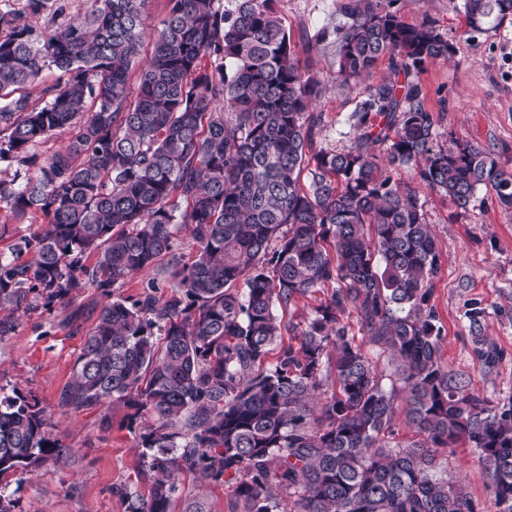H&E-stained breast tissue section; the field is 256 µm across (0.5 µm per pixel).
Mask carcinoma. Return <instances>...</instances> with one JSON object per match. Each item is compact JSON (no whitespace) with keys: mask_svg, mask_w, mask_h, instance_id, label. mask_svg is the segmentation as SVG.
<instances>
[{"mask_svg":"<svg viewBox=\"0 0 512 512\" xmlns=\"http://www.w3.org/2000/svg\"><path fill=\"white\" fill-rule=\"evenodd\" d=\"M23 2L0 8V160L34 173L18 188L0 180V203L48 222L0 260V306L34 293L51 308L89 284L122 283L170 253L176 224L196 247L192 263H172L164 298L102 308L59 398L72 410L117 399L150 414L137 438L152 483L146 498L123 493L126 512H172L178 474L234 484L232 512H482L438 474L437 449L460 441L480 453L490 512H512V404L492 405L443 364L430 305L440 254L416 188L396 176L412 168L463 210L481 186L512 209V172L472 143L439 144L409 80L453 52L436 26L404 22L400 0H340L343 22L323 31L339 77L355 82L385 56L394 77L366 88L346 148L312 154L319 83L273 0H169L133 102L148 0H91L73 22L69 0ZM463 9L476 30L512 16V0ZM23 13L50 25L22 24ZM48 68L59 76L44 105L17 94ZM64 127L75 130L65 149L42 162L29 153ZM33 245L31 266L20 255ZM324 288L325 302L282 324L277 308ZM347 311L396 363L391 388L341 321ZM484 315L474 303L466 318L491 366L499 354L483 349ZM285 332L300 344L271 364ZM401 393L417 436L405 444L390 440ZM48 427L37 400L0 396V479L66 457Z\"/></svg>","mask_w":512,"mask_h":512,"instance_id":"1","label":"carcinoma"}]
</instances>
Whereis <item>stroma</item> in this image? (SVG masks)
<instances>
[{"label": "stroma", "instance_id": "obj_1", "mask_svg": "<svg viewBox=\"0 0 512 512\" xmlns=\"http://www.w3.org/2000/svg\"><path fill=\"white\" fill-rule=\"evenodd\" d=\"M291 47L303 69L321 84L314 107L324 128L314 149H341L352 135L350 115L365 88L390 73L383 58L357 84H342L336 73V46L318 41L321 29L338 21V0H275ZM403 20L430 19L454 46L453 55L414 74L426 108L437 120L439 143L449 137L470 141L498 155L512 171V17L497 26L468 30L463 0H403ZM426 220L435 234L441 268L431 304L442 328L441 357L449 370L470 378L475 391L492 405L512 402V212L493 192L478 189L467 209L448 196L419 188ZM46 219L34 213L16 221L0 206V256L10 257L21 239L33 238ZM167 260L134 275L118 288L78 289L65 304L45 309L40 302L20 309L13 335L0 339V395L20 391L35 396L51 431L68 448L59 463L0 479V494L12 512H125L123 491L148 494L150 472L142 467L133 424H145L121 401L71 411L61 408L62 390L73 381L74 365L84 341L110 298H138L144 291L166 296L171 279ZM486 312L483 336L501 354L486 367L474 352L465 312L470 303ZM446 476L463 484L471 497L489 507L492 492L475 449H447ZM204 497L211 512H231L235 488L198 487L181 477L173 503L182 512L186 500Z\"/></svg>", "mask_w": 512, "mask_h": 512}]
</instances>
